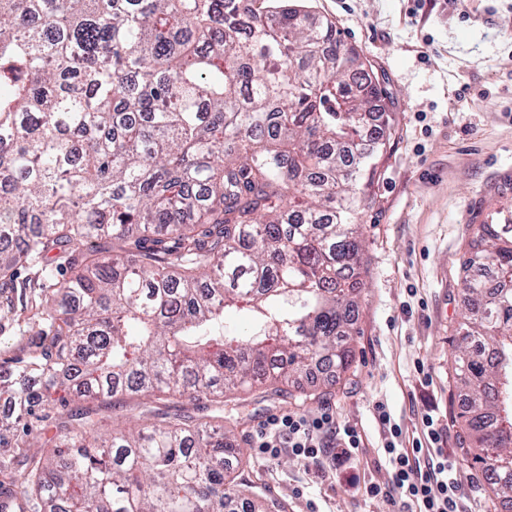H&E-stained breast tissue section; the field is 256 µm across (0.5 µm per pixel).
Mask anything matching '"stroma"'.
Instances as JSON below:
<instances>
[{"label": "stroma", "mask_w": 512, "mask_h": 512, "mask_svg": "<svg viewBox=\"0 0 512 512\" xmlns=\"http://www.w3.org/2000/svg\"><path fill=\"white\" fill-rule=\"evenodd\" d=\"M309 4L383 77L394 131L375 199L357 217L367 265L352 364L326 385L302 378L290 399L264 398L256 388L236 392L234 435L249 464L227 492L239 512H252L258 489L288 512H393L388 498L365 492L389 480L373 410L380 401L406 448L423 436L422 413L439 416L467 512H505L481 465L462 457L451 361L455 329L468 313L463 256L478 225L512 209V0ZM66 273L58 260L51 271L34 265L15 275L14 307L0 308V370L34 348L50 286ZM419 362L431 383H421ZM327 406L363 435L350 468L326 475L317 461L288 451L272 460L258 455L253 439L267 418L286 410L311 418Z\"/></svg>", "instance_id": "35a3bbf8"}]
</instances>
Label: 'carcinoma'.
<instances>
[{"label":"carcinoma","mask_w":512,"mask_h":512,"mask_svg":"<svg viewBox=\"0 0 512 512\" xmlns=\"http://www.w3.org/2000/svg\"><path fill=\"white\" fill-rule=\"evenodd\" d=\"M387 98L290 0H0V280L70 269L39 350L0 371V446L17 432L0 512H232L230 393L280 397L352 362L384 106L358 146ZM463 267L454 372L475 460L512 506V469L491 465L512 458V218L479 225ZM120 393L151 421L115 428ZM200 395L196 416L153 406Z\"/></svg>","instance_id":"carcinoma-1"}]
</instances>
